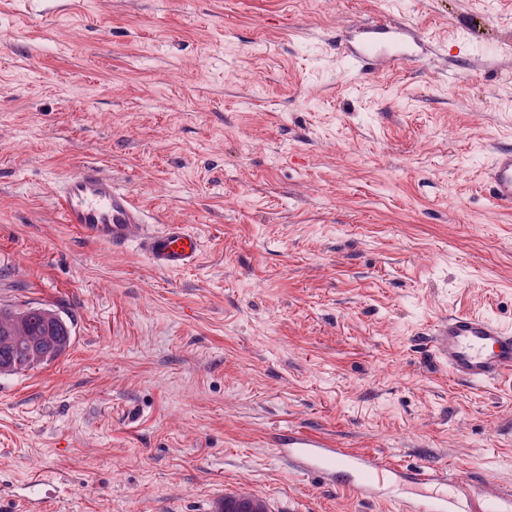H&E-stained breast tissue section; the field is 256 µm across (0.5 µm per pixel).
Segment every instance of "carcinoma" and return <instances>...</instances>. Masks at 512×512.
<instances>
[{
    "label": "carcinoma",
    "instance_id": "1",
    "mask_svg": "<svg viewBox=\"0 0 512 512\" xmlns=\"http://www.w3.org/2000/svg\"><path fill=\"white\" fill-rule=\"evenodd\" d=\"M72 322L40 306L0 305V375L48 365L71 346Z\"/></svg>",
    "mask_w": 512,
    "mask_h": 512
}]
</instances>
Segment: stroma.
<instances>
[{
	"label": "stroma",
	"mask_w": 512,
	"mask_h": 512,
	"mask_svg": "<svg viewBox=\"0 0 512 512\" xmlns=\"http://www.w3.org/2000/svg\"><path fill=\"white\" fill-rule=\"evenodd\" d=\"M383 14L417 57L354 70L341 43ZM501 148L512 0H0V304L75 326L0 375V512H392L290 471L291 428L512 492V381L431 348L457 311L512 326ZM86 164L198 263L61 223ZM489 193L494 204L512 207V149H501L492 158L488 176Z\"/></svg>",
	"instance_id": "35a3bbf8"
}]
</instances>
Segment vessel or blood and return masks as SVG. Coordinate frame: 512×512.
Instances as JSON below:
<instances>
[{"instance_id":"b4317fda","label":"vessel or blood","mask_w":512,"mask_h":512,"mask_svg":"<svg viewBox=\"0 0 512 512\" xmlns=\"http://www.w3.org/2000/svg\"><path fill=\"white\" fill-rule=\"evenodd\" d=\"M391 17L379 18L347 41L344 55L355 65L373 61L378 44L402 35ZM489 193L494 204L512 207V149L497 151L490 164ZM62 223L86 236L121 248L137 243L159 270L177 271L200 256L199 236L182 224L150 226L144 210L98 166L87 165L61 178L55 188ZM432 348L456 378L480 383L512 378V330L476 316L449 315L436 326ZM277 446L290 469L314 475L366 501L391 498L397 512H512V494L485 495L480 486L462 482L447 492L446 473L430 466L378 463L365 452L342 448L332 439L300 429L280 435ZM397 488L407 497L394 496Z\"/></svg>"}]
</instances>
